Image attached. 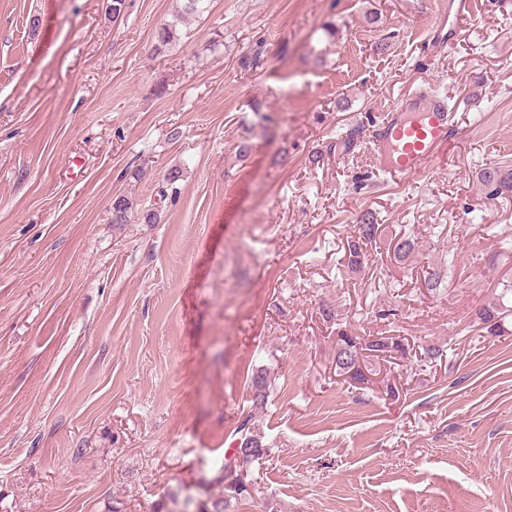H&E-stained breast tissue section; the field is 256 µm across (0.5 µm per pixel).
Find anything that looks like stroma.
<instances>
[{
  "label": "stroma",
  "mask_w": 512,
  "mask_h": 512,
  "mask_svg": "<svg viewBox=\"0 0 512 512\" xmlns=\"http://www.w3.org/2000/svg\"><path fill=\"white\" fill-rule=\"evenodd\" d=\"M110 5L0 0V512L202 495L248 412L269 452L229 512H512V318L478 324L512 305V190L480 180L512 170V0L449 48L448 0ZM414 88L454 141L399 182L367 122ZM341 330L404 343L398 396L338 375ZM482 180L492 194L503 188H512L511 170H503L497 166L485 168L482 172ZM372 221H368L366 224H360L359 227V238L358 241H353L348 245V266H360L364 260L363 246L370 242L377 230L378 224H371ZM361 241V243H360Z\"/></svg>",
  "instance_id": "35a3bbf8"
}]
</instances>
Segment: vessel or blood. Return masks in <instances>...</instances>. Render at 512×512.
Masks as SVG:
<instances>
[{
  "instance_id": "obj_1",
  "label": "vessel or blood",
  "mask_w": 512,
  "mask_h": 512,
  "mask_svg": "<svg viewBox=\"0 0 512 512\" xmlns=\"http://www.w3.org/2000/svg\"><path fill=\"white\" fill-rule=\"evenodd\" d=\"M477 6V0H454L453 20L439 23L433 44L453 45L464 25L474 19ZM453 126L445 97L422 89L404 95L371 124L374 162L401 181L422 174L447 151Z\"/></svg>"
}]
</instances>
